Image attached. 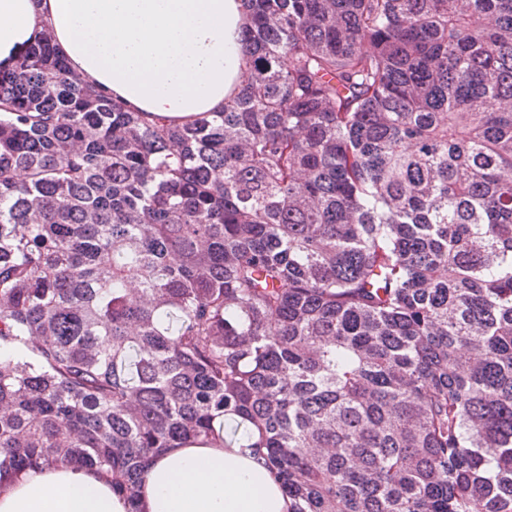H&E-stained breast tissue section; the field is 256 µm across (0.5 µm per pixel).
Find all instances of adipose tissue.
Instances as JSON below:
<instances>
[{
    "label": "adipose tissue",
    "mask_w": 512,
    "mask_h": 512,
    "mask_svg": "<svg viewBox=\"0 0 512 512\" xmlns=\"http://www.w3.org/2000/svg\"><path fill=\"white\" fill-rule=\"evenodd\" d=\"M240 0H0V68L51 31L72 72L136 112L182 123L223 108L242 75ZM253 448H169L149 464L141 512H291ZM0 512H129L86 468L39 466L0 477Z\"/></svg>",
    "instance_id": "adipose-tissue-1"
}]
</instances>
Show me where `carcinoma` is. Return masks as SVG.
<instances>
[{
    "instance_id": "1",
    "label": "carcinoma",
    "mask_w": 512,
    "mask_h": 512,
    "mask_svg": "<svg viewBox=\"0 0 512 512\" xmlns=\"http://www.w3.org/2000/svg\"><path fill=\"white\" fill-rule=\"evenodd\" d=\"M173 124L0 70V475L226 437L292 512H512V0H241Z\"/></svg>"
}]
</instances>
